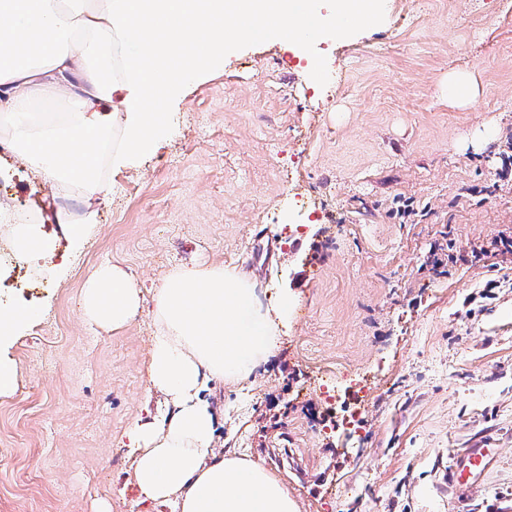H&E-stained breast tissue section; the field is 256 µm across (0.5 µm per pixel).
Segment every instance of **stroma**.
Returning a JSON list of instances; mask_svg holds the SVG:
<instances>
[{"mask_svg":"<svg viewBox=\"0 0 512 512\" xmlns=\"http://www.w3.org/2000/svg\"><path fill=\"white\" fill-rule=\"evenodd\" d=\"M313 2L309 43L238 40L171 98L156 150L111 172L86 246L0 290L42 310L0 345L18 374L0 395V512H154L128 438L165 402L144 371L153 318L103 331L82 286L118 265L147 295L202 261L263 307L288 299L276 358L212 386L217 450L280 476L297 512H512V0H379L376 23L342 29L335 0ZM0 187L13 210L60 203L10 153ZM468 448L500 454L451 484Z\"/></svg>","mask_w":512,"mask_h":512,"instance_id":"35a3bbf8","label":"stroma"}]
</instances>
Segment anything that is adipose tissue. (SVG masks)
Listing matches in <instances>:
<instances>
[{
    "instance_id": "ef3b65f1",
    "label": "adipose tissue",
    "mask_w": 512,
    "mask_h": 512,
    "mask_svg": "<svg viewBox=\"0 0 512 512\" xmlns=\"http://www.w3.org/2000/svg\"><path fill=\"white\" fill-rule=\"evenodd\" d=\"M309 0H0V112L16 161L84 210L11 230L18 256L50 262L60 242L83 248L101 170L124 168L170 131L166 104L224 49L264 30L291 36ZM122 267H99L82 288L87 323L117 331L143 309ZM147 373L164 394L160 416L130 434L132 481L143 500L177 512H297L285 483L263 465L214 452L219 414L210 383L248 380L275 356L285 308L265 309L236 272L215 264L172 270L152 297Z\"/></svg>"
}]
</instances>
